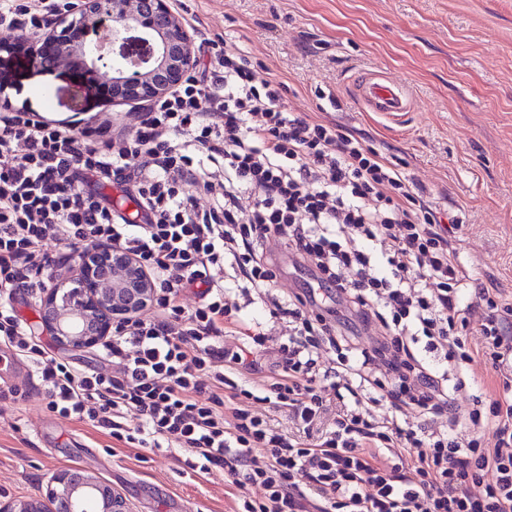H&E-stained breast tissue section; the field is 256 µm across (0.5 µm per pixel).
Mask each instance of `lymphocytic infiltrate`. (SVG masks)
<instances>
[{"instance_id": "1", "label": "lymphocytic infiltrate", "mask_w": 512, "mask_h": 512, "mask_svg": "<svg viewBox=\"0 0 512 512\" xmlns=\"http://www.w3.org/2000/svg\"><path fill=\"white\" fill-rule=\"evenodd\" d=\"M45 11L0 0V29L37 33ZM202 54L129 137L0 105V346L32 363L62 417L257 489L241 512H512V305L487 300L471 321L458 238L413 180L346 126L288 111L281 83L257 79L242 54L211 42ZM99 175L142 223L121 222ZM52 243L119 246L154 280L150 313L117 322L100 346L111 374L32 344L10 305L61 271ZM226 266L232 279L211 276ZM288 269L308 284L281 291ZM196 285L203 302L190 311L181 293ZM255 288L288 325L268 361L260 324L243 315ZM427 352L459 371L490 366L495 394L469 414L490 440L438 427L465 383Z\"/></svg>"}]
</instances>
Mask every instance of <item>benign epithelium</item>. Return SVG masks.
<instances>
[{
	"label": "benign epithelium",
	"mask_w": 512,
	"mask_h": 512,
	"mask_svg": "<svg viewBox=\"0 0 512 512\" xmlns=\"http://www.w3.org/2000/svg\"><path fill=\"white\" fill-rule=\"evenodd\" d=\"M21 47L31 66L67 67L114 103L151 106L185 82L195 63L192 34L169 0H70L49 32L0 44V54ZM153 297L152 277L132 254L92 247L75 257L69 277L44 290L38 323L62 347L90 348ZM101 500L104 512H134L98 477L64 468L52 473L43 497L0 502V512H93Z\"/></svg>",
	"instance_id": "benign-epithelium-1"
}]
</instances>
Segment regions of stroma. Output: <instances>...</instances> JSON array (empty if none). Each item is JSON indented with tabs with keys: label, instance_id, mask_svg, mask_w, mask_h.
Here are the masks:
<instances>
[{
	"label": "stroma",
	"instance_id": "stroma-1",
	"mask_svg": "<svg viewBox=\"0 0 512 512\" xmlns=\"http://www.w3.org/2000/svg\"><path fill=\"white\" fill-rule=\"evenodd\" d=\"M195 38L244 55L257 76L283 82L293 112L330 115L422 187L460 222L466 301L487 289L512 304V0H170ZM406 85L414 109L364 111L363 72ZM9 104L67 126L120 121L134 104L100 100L64 67L16 63ZM26 399L0 397V501L39 496L49 473L83 465L136 512H235L222 477L202 479L176 452L134 448L53 412L25 374L0 379Z\"/></svg>",
	"mask_w": 512,
	"mask_h": 512
}]
</instances>
